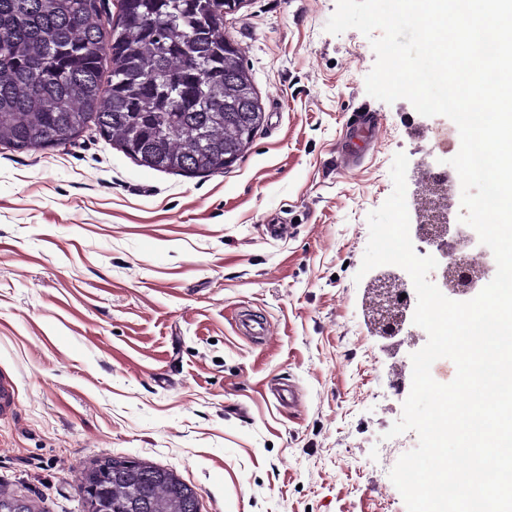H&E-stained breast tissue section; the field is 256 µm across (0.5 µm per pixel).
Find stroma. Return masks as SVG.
<instances>
[{
	"instance_id": "stroma-1",
	"label": "stroma",
	"mask_w": 512,
	"mask_h": 512,
	"mask_svg": "<svg viewBox=\"0 0 512 512\" xmlns=\"http://www.w3.org/2000/svg\"><path fill=\"white\" fill-rule=\"evenodd\" d=\"M336 4L225 17L265 121L224 171H157L93 130L0 148L1 492L82 512L85 473L112 457L173 472L200 512H407L389 473L418 437L387 438L404 399L386 376L428 335L398 350L374 335L355 276L395 155L410 199L418 165L445 155L410 101L368 94L375 53L327 32ZM364 107L382 123L348 171L336 149ZM271 385L295 386L294 407Z\"/></svg>"
}]
</instances>
